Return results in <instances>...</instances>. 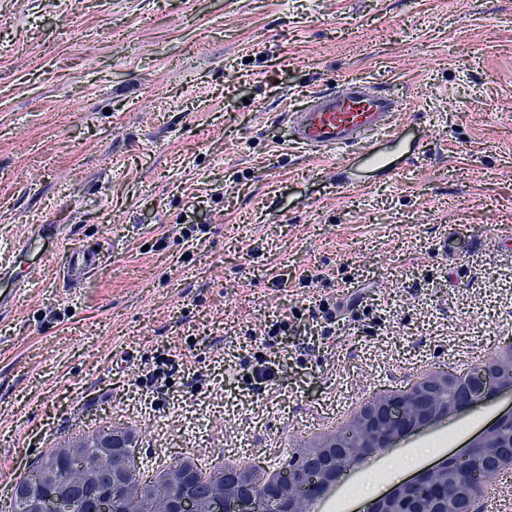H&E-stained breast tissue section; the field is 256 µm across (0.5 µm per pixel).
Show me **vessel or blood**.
<instances>
[{
    "label": "vessel or blood",
    "instance_id": "1",
    "mask_svg": "<svg viewBox=\"0 0 512 512\" xmlns=\"http://www.w3.org/2000/svg\"><path fill=\"white\" fill-rule=\"evenodd\" d=\"M404 101L357 78H346L336 87L313 90L300 108L287 111L290 143L303 150H359L364 162L383 166L375 145L380 139H399V116ZM104 259L103 253L72 250L67 263L70 280L83 279Z\"/></svg>",
    "mask_w": 512,
    "mask_h": 512
}]
</instances>
